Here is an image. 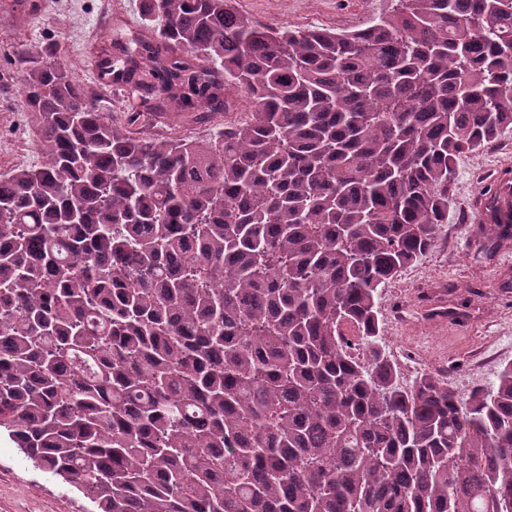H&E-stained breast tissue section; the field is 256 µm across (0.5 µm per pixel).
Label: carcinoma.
I'll return each mask as SVG.
<instances>
[{
  "mask_svg": "<svg viewBox=\"0 0 512 512\" xmlns=\"http://www.w3.org/2000/svg\"><path fill=\"white\" fill-rule=\"evenodd\" d=\"M142 15L113 81L249 110L136 136L55 49L17 50L44 161L0 173V431L93 512H512V363L402 387L378 309L440 238L458 156L512 127V0L347 31L232 0Z\"/></svg>",
  "mask_w": 512,
  "mask_h": 512,
  "instance_id": "obj_1",
  "label": "carcinoma"
}]
</instances>
